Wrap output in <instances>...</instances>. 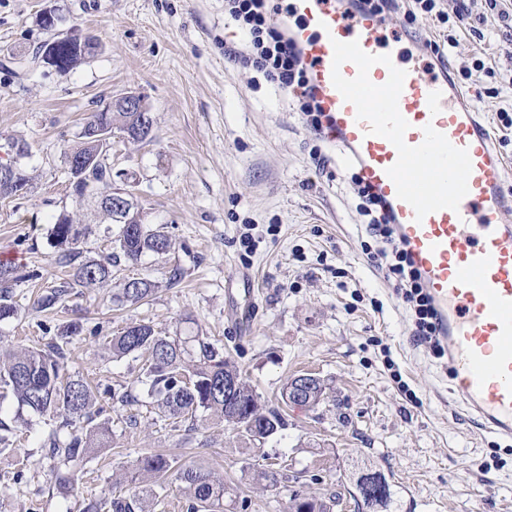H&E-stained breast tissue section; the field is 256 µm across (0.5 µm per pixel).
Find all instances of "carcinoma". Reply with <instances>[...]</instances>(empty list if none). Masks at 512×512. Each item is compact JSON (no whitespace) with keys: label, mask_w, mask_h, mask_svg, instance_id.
<instances>
[{"label":"carcinoma","mask_w":512,"mask_h":512,"mask_svg":"<svg viewBox=\"0 0 512 512\" xmlns=\"http://www.w3.org/2000/svg\"><path fill=\"white\" fill-rule=\"evenodd\" d=\"M82 37L72 35L60 47L63 68L67 73L84 61L80 48ZM106 123L112 130L137 139L139 113L96 112L82 128L78 147L69 156L79 159L91 154L98 125ZM112 171L100 163L86 171L69 170L68 190L75 210L62 211L52 224L50 237L61 249L58 261L73 272L60 279L37 299V309L55 308L74 289L96 290L112 285V267L121 259L134 261L146 252L164 254L170 251V237L161 230H149L143 224L138 205H129L120 213L112 211ZM101 213L99 224H117L119 232L110 240L111 251L100 261L83 259L77 244L85 236L91 210ZM39 277L36 272L20 273L17 266L0 264V322L18 317L13 288L24 279ZM157 289L155 282L140 278L132 285L123 283L121 291L112 296L117 307L138 304ZM53 332L38 347L16 352H0V390L13 396L18 409L52 421L41 448L56 461L52 470L57 490L68 494L74 489L71 463L91 456L107 443L112 402L123 405H145L158 411L159 417L170 421L174 428L187 419H201L214 424L233 426L237 435L249 442L260 443L286 426L281 413L271 410L261 414L265 426L259 433L241 428L240 416L248 404L261 408L259 394L247 383L238 366L226 355L224 346L205 336H195L193 347L179 338L158 335L147 323H131L115 336L105 337L112 355L123 357L137 354L145 357L138 383L142 396L124 392L120 395L110 385H93L76 377L61 376L62 363L69 354L71 339L83 332L101 337L103 327H85L74 319L45 329ZM236 380L237 389L230 398L224 397V379ZM172 470L170 457L161 452L141 456L135 464L134 486L128 493L103 501L90 500L82 512H154L152 506L157 487ZM177 479L187 493V512H224V477L202 465H187L176 471ZM357 510L394 503L395 492L379 472L361 474L355 483ZM286 512H329L323 502L309 500L296 493L289 497Z\"/></svg>","instance_id":"1"}]
</instances>
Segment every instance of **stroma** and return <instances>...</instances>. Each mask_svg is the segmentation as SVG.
Wrapping results in <instances>:
<instances>
[{
  "mask_svg": "<svg viewBox=\"0 0 512 512\" xmlns=\"http://www.w3.org/2000/svg\"><path fill=\"white\" fill-rule=\"evenodd\" d=\"M398 6L385 28L406 34V55L456 37L444 58L470 106L491 128L500 111L512 114V0H468L453 25L422 15L408 30L406 0ZM49 9L58 32L101 44L65 74L36 54L49 37L40 22ZM245 38L224 0H0V146L29 144L22 165L32 179L27 197L0 201V262L39 274L15 287L20 315L0 322V348L41 343L42 326L77 315L110 335L139 321L163 336L200 332L221 341L264 409L287 421L259 445L224 426L175 429L143 407H115L109 447L83 462L78 490L66 496L42 458L48 424L18 420L5 394L0 422L13 444L0 446V512H80L85 500L110 497L114 479L128 481L147 451L223 473L232 490L226 512H284L294 492L330 503L331 512H355L354 483L365 468L385 475L397 512H512V437L488 432L453 393L446 366L414 343L405 304L361 248L356 161L326 145L261 75L225 56V45ZM476 58L486 72L463 78ZM128 92L150 107L154 138L113 139L114 182L133 186L144 224L164 229L174 246L122 262L112 284L147 277L160 287L131 307L83 289L53 310H34L63 275L50 228L72 206L64 155L93 112ZM319 152L327 168L318 167ZM176 266L184 277L166 287ZM141 365L82 335L62 373L136 393ZM304 373L330 386L313 409L283 401L287 381ZM270 469L272 482L262 477Z\"/></svg>",
  "mask_w": 512,
  "mask_h": 512,
  "instance_id": "1",
  "label": "stroma"
}]
</instances>
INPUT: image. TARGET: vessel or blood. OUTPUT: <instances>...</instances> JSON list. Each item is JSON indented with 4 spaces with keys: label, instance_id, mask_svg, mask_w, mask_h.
Instances as JSON below:
<instances>
[{
    "label": "vessel or blood",
    "instance_id": "1",
    "mask_svg": "<svg viewBox=\"0 0 512 512\" xmlns=\"http://www.w3.org/2000/svg\"><path fill=\"white\" fill-rule=\"evenodd\" d=\"M293 30L326 121L394 218L448 343L455 393L512 435V224L506 166L465 92L408 59L381 16L341 0H291Z\"/></svg>",
    "mask_w": 512,
    "mask_h": 512
}]
</instances>
